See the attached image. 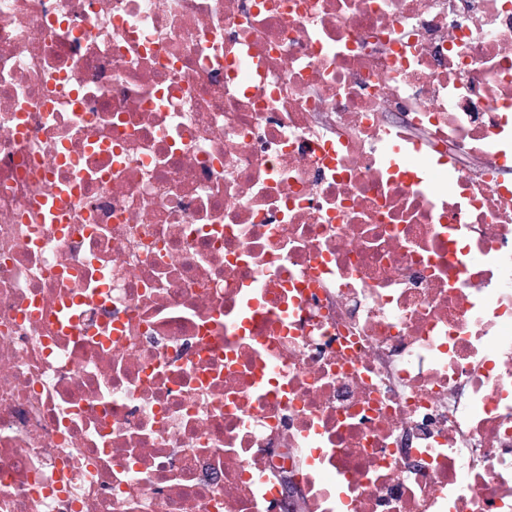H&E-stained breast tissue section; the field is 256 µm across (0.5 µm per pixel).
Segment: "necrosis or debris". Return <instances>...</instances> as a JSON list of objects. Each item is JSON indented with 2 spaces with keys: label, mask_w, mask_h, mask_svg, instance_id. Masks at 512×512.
Listing matches in <instances>:
<instances>
[{
  "label": "necrosis or debris",
  "mask_w": 512,
  "mask_h": 512,
  "mask_svg": "<svg viewBox=\"0 0 512 512\" xmlns=\"http://www.w3.org/2000/svg\"><path fill=\"white\" fill-rule=\"evenodd\" d=\"M284 472L512 512V0H0V512Z\"/></svg>",
  "instance_id": "obj_1"
}]
</instances>
